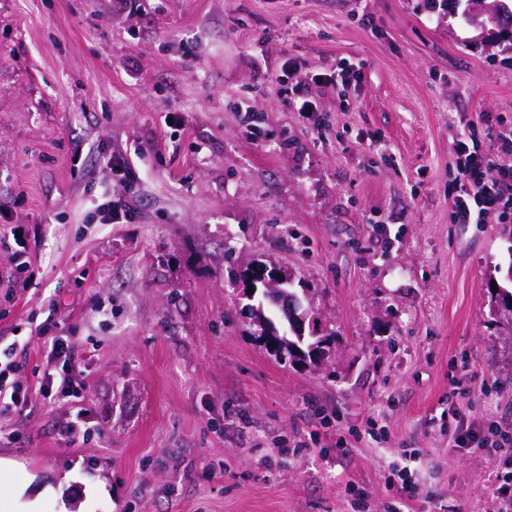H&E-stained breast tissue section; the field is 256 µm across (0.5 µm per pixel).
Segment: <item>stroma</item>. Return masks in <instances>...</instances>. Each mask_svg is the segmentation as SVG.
Returning a JSON list of instances; mask_svg holds the SVG:
<instances>
[{"label": "stroma", "instance_id": "stroma-1", "mask_svg": "<svg viewBox=\"0 0 512 512\" xmlns=\"http://www.w3.org/2000/svg\"><path fill=\"white\" fill-rule=\"evenodd\" d=\"M465 7L0 0V225L23 238L0 243V273L28 263L0 291V341L32 390L0 458L54 487L42 512H390L406 461L429 500L401 512H499L489 457L448 431L468 369L470 417L512 425V325L486 286L508 243L495 214L452 222L450 168L461 135L512 131V41ZM289 59L355 66L345 91L311 87L321 130L282 101ZM116 146L138 202L103 224L87 173L111 180ZM256 259L304 279L331 335L319 367L266 351L227 273ZM53 318L86 384L83 441L58 432L77 408L38 392Z\"/></svg>", "mask_w": 512, "mask_h": 512}]
</instances>
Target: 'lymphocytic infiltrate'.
Listing matches in <instances>:
<instances>
[{
	"mask_svg": "<svg viewBox=\"0 0 512 512\" xmlns=\"http://www.w3.org/2000/svg\"><path fill=\"white\" fill-rule=\"evenodd\" d=\"M284 70L293 76L284 101L297 111L313 113L317 103L311 96V85H325L342 89L347 87L354 71L342 66L337 70L309 75L301 72L294 62H286ZM112 168L119 179L104 202L95 206V213L103 224L128 222L134 212L136 177L128 165L122 148H113L110 157ZM452 190L454 209L452 220L457 224H479L488 211L497 212L501 221H512V165L494 164L488 151L482 149L474 135L458 139L453 146ZM44 351L54 364L51 373L45 374L39 391L43 398H81L85 389L71 368L74 350L66 335L63 323H56L54 331L39 329ZM17 368L13 348L0 353V416L22 414L28 406V390L18 384L13 374ZM455 423V447L480 448L492 459L494 468L491 483L501 498L502 512H512V429L498 423L479 426L471 422L459 404L450 407Z\"/></svg>",
	"mask_w": 512,
	"mask_h": 512,
	"instance_id": "obj_1",
	"label": "lymphocytic infiltrate"
}]
</instances>
